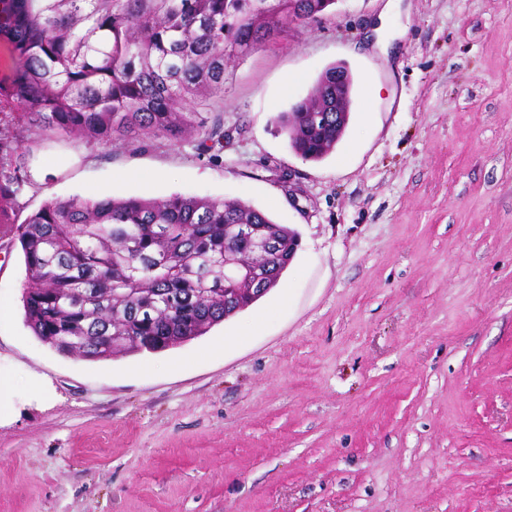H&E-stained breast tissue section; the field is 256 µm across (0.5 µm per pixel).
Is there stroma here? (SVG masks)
<instances>
[{
	"label": "stroma",
	"mask_w": 512,
	"mask_h": 512,
	"mask_svg": "<svg viewBox=\"0 0 512 512\" xmlns=\"http://www.w3.org/2000/svg\"><path fill=\"white\" fill-rule=\"evenodd\" d=\"M336 0L231 63L223 149L41 138L10 101L24 185L1 206L173 194L295 229L259 305L158 353L64 356L24 321L0 241V512H512V0ZM354 80L335 150L279 113L332 64Z\"/></svg>",
	"instance_id": "35a3bbf8"
}]
</instances>
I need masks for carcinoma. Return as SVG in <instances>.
<instances>
[{"label": "carcinoma", "mask_w": 512, "mask_h": 512, "mask_svg": "<svg viewBox=\"0 0 512 512\" xmlns=\"http://www.w3.org/2000/svg\"><path fill=\"white\" fill-rule=\"evenodd\" d=\"M305 19L288 22V2ZM324 11L322 0H0V40L16 68L0 96L22 106L45 136H80L101 148L146 136L224 147L226 63L273 44ZM329 123L299 136L300 109L277 117L291 149L316 161L347 128L353 83L336 64L317 86ZM232 224L273 241L256 276L274 288L296 256L298 234L239 201L174 194L164 199L45 203L21 224H0L25 262L27 326L64 356L103 360L156 353L205 335L259 300L224 294Z\"/></svg>", "instance_id": "obj_1"}]
</instances>
